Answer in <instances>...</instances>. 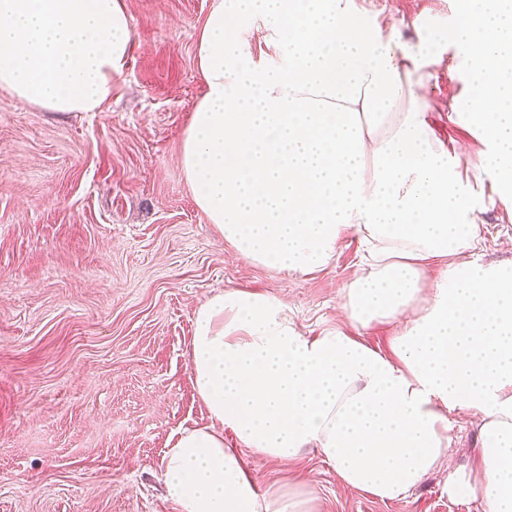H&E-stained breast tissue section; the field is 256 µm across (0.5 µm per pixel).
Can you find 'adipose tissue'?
Listing matches in <instances>:
<instances>
[{"mask_svg":"<svg viewBox=\"0 0 512 512\" xmlns=\"http://www.w3.org/2000/svg\"><path fill=\"white\" fill-rule=\"evenodd\" d=\"M460 10L447 37L471 96L458 118L484 137L495 188L512 193V7ZM130 41L121 0H0V87L51 112L101 111ZM440 63L363 22L352 0H217L206 16L205 91L180 151L198 208L242 256L288 273L325 269L357 235L365 272L344 314L363 328L408 323L383 352L342 331L305 335L275 297H210L194 315L190 372L211 422L181 430L162 459L177 512H312L303 493L261 491L246 449L290 462L314 448L346 486L403 497L448 468L452 412L480 418L482 479H448L449 494L512 512V266L474 256L468 170L427 121L422 70Z\"/></svg>","mask_w":512,"mask_h":512,"instance_id":"obj_1","label":"adipose tissue"}]
</instances>
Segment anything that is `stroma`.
<instances>
[{
  "label": "stroma",
  "mask_w": 512,
  "mask_h": 512,
  "mask_svg": "<svg viewBox=\"0 0 512 512\" xmlns=\"http://www.w3.org/2000/svg\"><path fill=\"white\" fill-rule=\"evenodd\" d=\"M214 0H124L132 49L99 112H47L0 90V512H176L160 480L180 428L210 422L191 379L196 309L227 289L284 301L308 335L340 330L388 349L404 318L355 328L342 312L365 271L346 236L323 271L286 274L225 242L197 207L180 143L204 87L199 25ZM366 23L417 47L463 16L458 0H353ZM425 80L430 121L484 199L479 262L512 264V197L487 145L451 119L468 64L445 48ZM452 469L477 483L478 416H452ZM261 490H303L313 512H484L449 471L383 501L345 486L315 450L288 463L245 451Z\"/></svg>",
  "instance_id": "1"
}]
</instances>
